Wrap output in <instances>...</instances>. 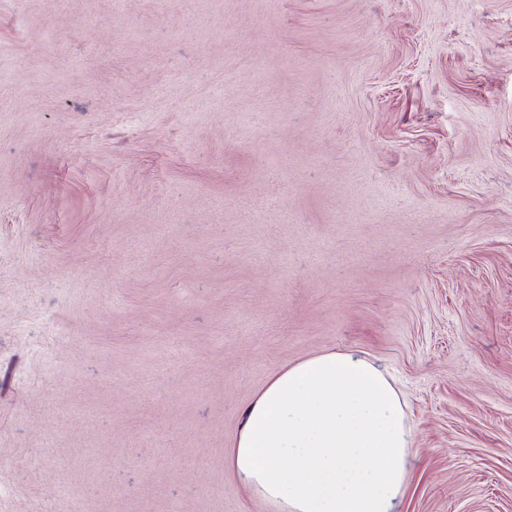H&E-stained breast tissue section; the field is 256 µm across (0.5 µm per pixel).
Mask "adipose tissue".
Returning <instances> with one entry per match:
<instances>
[{
  "instance_id": "adipose-tissue-1",
  "label": "adipose tissue",
  "mask_w": 512,
  "mask_h": 512,
  "mask_svg": "<svg viewBox=\"0 0 512 512\" xmlns=\"http://www.w3.org/2000/svg\"><path fill=\"white\" fill-rule=\"evenodd\" d=\"M411 445L392 378L358 353L327 351L268 379L227 468L274 512H393Z\"/></svg>"
}]
</instances>
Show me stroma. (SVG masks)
<instances>
[{
	"label": "stroma",
	"mask_w": 512,
	"mask_h": 512,
	"mask_svg": "<svg viewBox=\"0 0 512 512\" xmlns=\"http://www.w3.org/2000/svg\"><path fill=\"white\" fill-rule=\"evenodd\" d=\"M388 371L394 512H512V0H0V512H269V377Z\"/></svg>",
	"instance_id": "35a3bbf8"
}]
</instances>
